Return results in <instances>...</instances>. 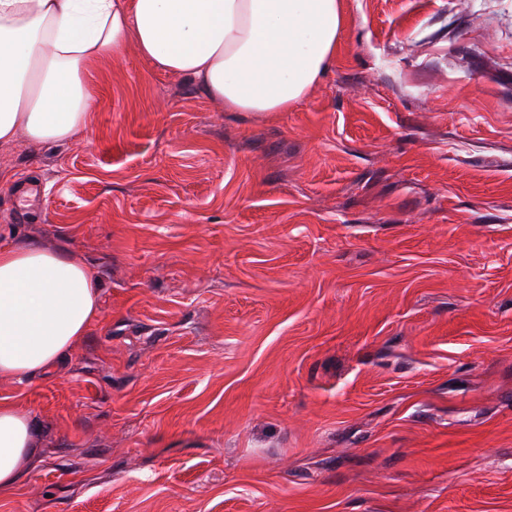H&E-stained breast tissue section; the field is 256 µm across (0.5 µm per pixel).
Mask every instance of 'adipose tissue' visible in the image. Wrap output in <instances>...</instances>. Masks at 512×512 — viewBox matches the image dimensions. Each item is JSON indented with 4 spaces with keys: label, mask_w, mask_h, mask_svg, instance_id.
Here are the masks:
<instances>
[{
    "label": "adipose tissue",
    "mask_w": 512,
    "mask_h": 512,
    "mask_svg": "<svg viewBox=\"0 0 512 512\" xmlns=\"http://www.w3.org/2000/svg\"><path fill=\"white\" fill-rule=\"evenodd\" d=\"M339 0H0V143H70L92 117L88 66L134 45L228 112H285L329 67ZM100 314L93 269L0 242V379L51 369ZM38 454L25 407L0 400V496Z\"/></svg>",
    "instance_id": "adipose-tissue-1"
}]
</instances>
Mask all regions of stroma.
Listing matches in <instances>:
<instances>
[{
  "mask_svg": "<svg viewBox=\"0 0 512 512\" xmlns=\"http://www.w3.org/2000/svg\"><path fill=\"white\" fill-rule=\"evenodd\" d=\"M339 3L288 111L130 45L74 142L0 146V239L101 288L0 380L40 450L0 512H512V0Z\"/></svg>",
  "mask_w": 512,
  "mask_h": 512,
  "instance_id": "stroma-1",
  "label": "stroma"
}]
</instances>
